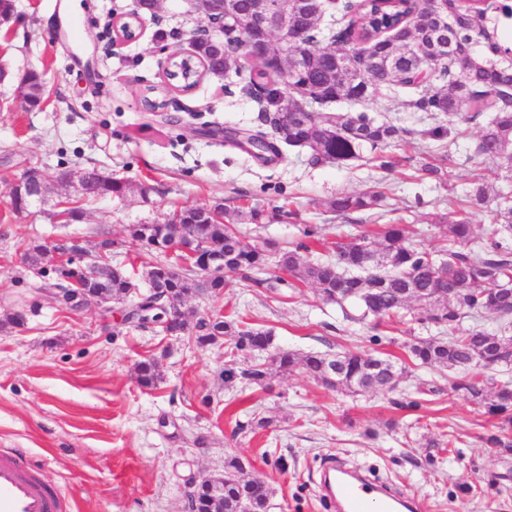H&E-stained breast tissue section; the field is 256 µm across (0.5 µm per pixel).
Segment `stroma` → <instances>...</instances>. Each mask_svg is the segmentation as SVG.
<instances>
[{"mask_svg":"<svg viewBox=\"0 0 512 512\" xmlns=\"http://www.w3.org/2000/svg\"><path fill=\"white\" fill-rule=\"evenodd\" d=\"M134 0H15L0 24V311L26 310L23 325L0 329V452L18 451L57 488L68 512H185L187 476L223 474L239 457L248 476L271 488L268 512H331L318 488L323 463L358 466L424 512H512V458L485 443L493 421L453 389V370L415 365L410 337L438 335L411 321L406 331L346 320L308 284L246 287L226 278L215 297L185 304L190 320L236 313L271 331L273 346L296 352L372 350L402 367L398 392L428 387L412 408L390 396L336 391L301 371L275 375L267 388L225 385L232 357L224 342L200 349L157 328L122 323L123 304L74 312L22 255L29 242L62 234L52 216L58 200H79L81 222L70 232L89 243L112 240V263L134 282L151 259L136 253L133 224H162L174 210L223 205L233 212L244 243L264 240L288 249L314 224L326 243L359 225L405 219L425 248L441 243L439 222L453 218V200L474 180L512 192V172L475 154L481 121L462 124L455 140L424 137L432 113L412 107L411 94L384 92L354 104L357 112L406 130L381 170L366 160L337 167L313 164L306 151L283 148L267 162L224 139L228 130L258 131V105L246 91L248 72L204 77L194 90L170 89L172 54L189 50L205 20L194 0H162L139 37L115 30ZM45 80L43 102L25 108L17 97L27 72ZM442 161L446 182L418 180L422 162ZM98 166L126 184L123 194L80 198L75 187L51 184L46 203L16 212L15 180L30 167L67 171ZM382 184L385 198L371 211L332 212L337 193ZM155 358L161 379L139 386L135 365ZM266 417L268 428L236 432L237 422ZM453 439L430 448V439ZM284 458L285 470L274 466Z\"/></svg>","mask_w":512,"mask_h":512,"instance_id":"1","label":"stroma"}]
</instances>
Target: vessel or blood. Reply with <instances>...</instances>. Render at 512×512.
<instances>
[{"label":"vessel or blood","instance_id":"1","mask_svg":"<svg viewBox=\"0 0 512 512\" xmlns=\"http://www.w3.org/2000/svg\"><path fill=\"white\" fill-rule=\"evenodd\" d=\"M325 490L339 512H419L418 500L396 496L368 477L326 469ZM55 490L19 456L0 453V512H60Z\"/></svg>","mask_w":512,"mask_h":512}]
</instances>
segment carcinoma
I'll return each instance as SVG.
<instances>
[{
  "label": "carcinoma",
  "instance_id": "1",
  "mask_svg": "<svg viewBox=\"0 0 512 512\" xmlns=\"http://www.w3.org/2000/svg\"><path fill=\"white\" fill-rule=\"evenodd\" d=\"M345 27L320 36V18L301 14L296 26L302 33L303 67L290 73L288 57L249 55L245 49L256 31H247L236 43L218 38L191 42L195 68L178 59L171 61L169 79L174 87L185 91L206 74L223 76L231 68L245 63L250 72L251 88L262 91L259 114L279 132V142L308 151L316 162L347 165L373 153L379 168H392V158L384 154L407 130L378 122L365 112L330 110V105L355 99L362 102L376 91L413 89L428 78L447 80L446 85L413 101L423 112H435L447 118L427 129L433 140H453L461 134L457 123L477 118L485 119L476 146V153L486 159L499 160L512 171V65L500 66L489 61L505 48L499 37L487 33L480 25L485 9L463 0H446L437 7L422 0H345L341 6ZM448 15V24L439 27L437 13ZM483 39V54L471 51L474 38ZM452 42L455 49L466 53L468 71L460 75L456 60L442 50V41ZM347 57L348 69L333 70V57ZM28 94L25 103L39 106L45 91L40 74L25 77ZM286 90H281L280 85ZM295 104L288 113V122L279 123L278 105L283 101ZM83 196L104 197L119 194L125 185L96 167L79 170ZM383 194L370 190L359 194L338 195L330 207L338 215L375 208ZM491 209L493 218L480 243H475L473 225L468 219L472 207ZM458 219L441 224L445 241L460 249L443 248L431 251L414 243V230L409 224H377L334 243V255L313 256L310 244L320 242L317 227L305 225L306 241L292 249H280L271 242L247 246L242 242L234 223L221 206L207 220L197 217L199 209L173 211L164 224H137L129 228L135 246L144 240L163 246L168 226L178 222L198 234L204 248L224 253V272L202 280L196 267L175 270V265L163 260L161 252L152 250L154 261L169 270L166 288L173 302L182 303L192 297L216 296L225 287V277L237 273L252 286L268 288L283 285L281 279L270 283L258 279L253 272L271 262L288 271L299 281L312 285L323 301L339 306L352 302L361 318L373 316L379 320L395 318L402 322L400 312L407 303L420 304V324L456 327L466 319L489 315L501 328L512 325V196L490 195L477 185L466 199L457 201ZM102 252L95 279L112 297L123 299L129 294L130 283L119 267L112 266L109 240L98 243ZM45 248L34 243L25 250L26 262L42 270ZM151 304L130 310L125 324L141 328L143 321L158 318L163 311L162 300L156 294L148 297ZM199 347L211 344L214 336L224 337L231 353L243 357L245 367L224 370V384H248L263 388L279 373L301 370L322 384L354 394L378 392L389 394L398 384L400 373L396 364L370 351L344 349L336 353L278 350L269 361L252 363L250 354L257 349H269L271 332L243 325L234 318L216 316L207 321L197 319L191 329ZM410 356L420 366L460 370L469 378L460 381L456 389L467 394L485 414L496 420L497 431L486 437L492 448L512 452V384L497 383L489 370L512 367V338L488 332L476 326L450 339L415 338L407 344ZM138 383L146 388L161 378L157 360L148 358L136 365ZM244 465L236 456L224 461V500L222 512H267L270 489L262 483L240 477Z\"/></svg>",
  "mask_w": 512,
  "mask_h": 512
}]
</instances>
